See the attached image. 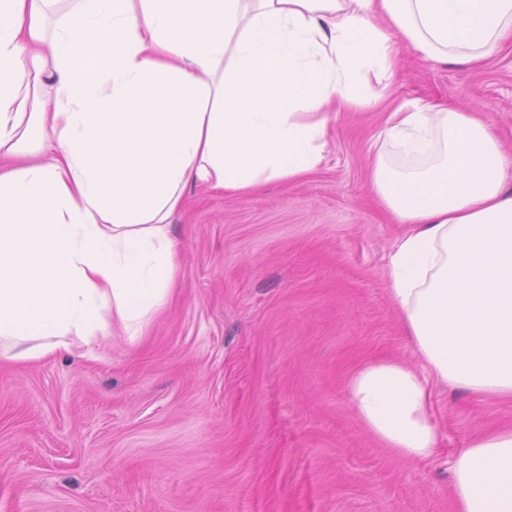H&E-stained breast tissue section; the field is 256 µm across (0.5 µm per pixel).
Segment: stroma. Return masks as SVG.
Instances as JSON below:
<instances>
[{"instance_id": "1", "label": "stroma", "mask_w": 512, "mask_h": 512, "mask_svg": "<svg viewBox=\"0 0 512 512\" xmlns=\"http://www.w3.org/2000/svg\"><path fill=\"white\" fill-rule=\"evenodd\" d=\"M366 85L382 106L332 113L303 180L189 187L174 293L139 342L0 363V512H457L449 459L512 426V401L433 385L427 462L359 418L354 369L414 357L385 283L405 227L368 156L385 105L422 99L482 113L512 157V41L478 66L406 48Z\"/></svg>"}]
</instances>
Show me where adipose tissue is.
Listing matches in <instances>:
<instances>
[{"label":"adipose tissue","mask_w":512,"mask_h":512,"mask_svg":"<svg viewBox=\"0 0 512 512\" xmlns=\"http://www.w3.org/2000/svg\"><path fill=\"white\" fill-rule=\"evenodd\" d=\"M512 0H0V362L98 358L168 303L187 189L243 196L324 159L332 110L378 98L401 46L477 65ZM492 126L400 100L368 168L406 227L386 282L416 363L349 380L385 447L435 457L430 387L512 399V183ZM459 512H512V430L450 461Z\"/></svg>","instance_id":"obj_1"}]
</instances>
